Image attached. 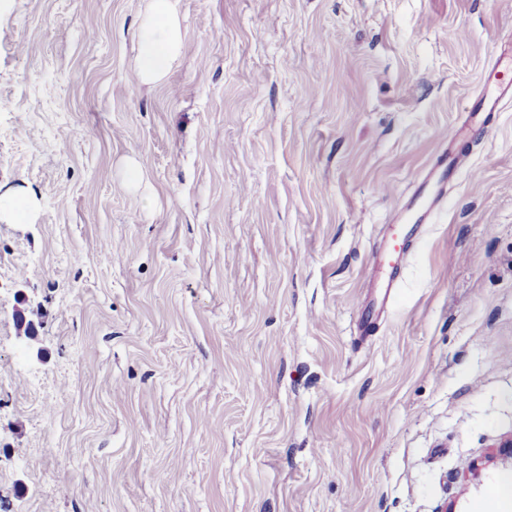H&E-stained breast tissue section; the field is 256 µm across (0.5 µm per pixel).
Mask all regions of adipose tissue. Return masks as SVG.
<instances>
[{
	"mask_svg": "<svg viewBox=\"0 0 512 512\" xmlns=\"http://www.w3.org/2000/svg\"><path fill=\"white\" fill-rule=\"evenodd\" d=\"M182 49L180 23L170 9L169 0H151L138 36L137 78L145 84L163 79Z\"/></svg>",
	"mask_w": 512,
	"mask_h": 512,
	"instance_id": "adipose-tissue-1",
	"label": "adipose tissue"
}]
</instances>
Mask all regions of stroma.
<instances>
[{
	"instance_id": "35a3bbf8",
	"label": "stroma",
	"mask_w": 512,
	"mask_h": 512,
	"mask_svg": "<svg viewBox=\"0 0 512 512\" xmlns=\"http://www.w3.org/2000/svg\"><path fill=\"white\" fill-rule=\"evenodd\" d=\"M149 7L0 0V512H512V102L358 328L512 0H171L148 86ZM148 15L141 25L135 60L137 78L144 84L163 79L183 49L178 19L171 12L169 0H150ZM31 209V201L16 199L15 196H0V219L1 216L8 220H21ZM18 304L24 305V308L16 309V320L19 330V337L27 340H34L37 337V326L33 319H27V312L34 314L37 312L38 306H35L29 301L28 297L23 293L17 294Z\"/></svg>"
}]
</instances>
